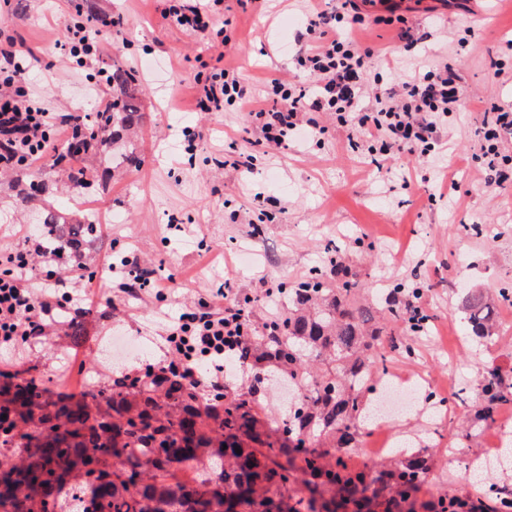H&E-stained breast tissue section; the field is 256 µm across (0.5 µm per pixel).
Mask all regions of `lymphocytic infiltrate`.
<instances>
[{
    "label": "lymphocytic infiltrate",
    "mask_w": 512,
    "mask_h": 512,
    "mask_svg": "<svg viewBox=\"0 0 512 512\" xmlns=\"http://www.w3.org/2000/svg\"><path fill=\"white\" fill-rule=\"evenodd\" d=\"M345 9L331 14L318 4H310L306 35L311 44L303 50V64L317 75L312 84H296L281 77L268 79L266 93L255 97L240 83L233 68L215 65L193 78V106L198 112L220 111L225 103L253 104V113L262 118V142L275 148L305 137L325 134L317 113L335 114L341 123L352 124L362 137L376 143L382 157L399 154L427 156L440 137L437 115L456 112L463 89L453 66L430 71L423 77L402 82L389 93L388 107L362 106V74L374 51L355 42L352 29L367 25L366 16L356 9L355 0H344ZM169 18L190 34L200 36L205 45L216 43L223 28L207 11L205 0H176ZM109 14H89L87 22L66 27L54 47L78 65L96 56L101 43L99 31L118 26ZM29 51L15 36L0 31V170L29 166L48 159L60 145L71 144L85 127L87 115L80 110H51L35 100L28 80ZM477 135L484 140L477 160L485 185L495 189L512 187V172L500 162L502 148L512 142V109L498 105L485 107L480 114ZM66 247L45 253L43 246L0 253V348L12 349L32 337L44 335L55 322L54 314L86 303L92 276H79V292L49 287L33 262L39 254L46 265L63 259ZM157 311L166 320L164 350L171 365L205 361L210 377L206 389L224 385V359L241 347L253 331L247 307L232 296L231 288L217 296H203L190 304L170 310L172 294L154 290Z\"/></svg>",
    "instance_id": "obj_1"
}]
</instances>
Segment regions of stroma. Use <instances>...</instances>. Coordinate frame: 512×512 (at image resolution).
Masks as SVG:
<instances>
[{"label":"stroma","mask_w":512,"mask_h":512,"mask_svg":"<svg viewBox=\"0 0 512 512\" xmlns=\"http://www.w3.org/2000/svg\"><path fill=\"white\" fill-rule=\"evenodd\" d=\"M234 16L224 42V63L262 96L275 75L306 83L315 77L298 64V45L283 46L284 35L301 29L306 0H266L241 7L223 0ZM371 25L356 38L374 50L365 74L366 96L388 89L432 68L453 65L469 95L512 108V0H470L467 9H446L440 0H357ZM95 7L122 19L123 35L103 44L93 68L122 66L134 73L130 91L145 117L126 152L139 168L112 166V147L85 153L81 166L92 185H72L58 170L36 163L0 171V249L25 247L37 237L36 213L44 205L78 219L99 218L95 237L80 243L77 261H64L57 277L73 279L82 262L97 279L91 309L79 314L81 345H73L62 325L17 350L0 352V369L25 364L68 391L81 389L119 370L134 376L145 366L168 359L161 337L165 321L155 314L151 292L128 299L105 270L109 261L135 250L143 272L172 277L176 296L193 299L231 283L238 298H249L255 328L275 311L261 296L262 281L292 285L312 269L328 268L330 249H340L351 275L378 304L415 300L432 321L415 332L395 325L403 353L391 369L421 373L450 403L426 428L417 413L399 420L421 439L428 472L408 512H433L443 496H467L483 512L493 507L494 488L512 487V468L464 472L466 464L488 457L489 438L512 427L498 423L471 429L461 437L459 418L483 403L480 381L490 368L512 380V312L499 307V342L487 347L471 336L463 298L471 291L495 299L512 283V191L486 187L466 158L479 155L475 104L442 127L434 152L373 164L363 148L348 141L350 127L334 114L317 115L327 132L319 142L302 141L285 149L259 146L258 122L245 108L198 112L193 107V58L202 53L198 38L165 19V0H95ZM414 32L417 50L406 51L396 25L381 23L388 7ZM73 10L67 0H12L0 11V29L15 32L32 52L30 78L48 108L93 112L111 100L109 84L97 87L73 78L71 62L53 48ZM501 50L502 68L488 66L489 51ZM253 157L250 168L237 166L239 154ZM456 172L465 191L459 202L436 195L447 172ZM51 183L47 199L25 200L30 180ZM264 232L254 237L252 221ZM14 224L29 226L28 236L12 234ZM483 234H475L473 225ZM121 336L150 345L141 357L113 355L111 340Z\"/></svg>","instance_id":"stroma-1"}]
</instances>
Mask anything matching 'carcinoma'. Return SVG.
I'll use <instances>...</instances> for the list:
<instances>
[{"instance_id": "1", "label": "carcinoma", "mask_w": 512, "mask_h": 512, "mask_svg": "<svg viewBox=\"0 0 512 512\" xmlns=\"http://www.w3.org/2000/svg\"><path fill=\"white\" fill-rule=\"evenodd\" d=\"M132 82L126 69L109 72L112 130L99 145H119L140 119ZM66 223L45 212L46 235L58 244L57 226ZM333 267L336 287L320 268L288 287L282 330L235 356L257 382L274 367L298 390L276 444L257 419L254 399L241 394L213 403L181 373L115 377L101 382L89 403L54 393L22 371L0 372V512H54L53 494L83 500L90 491L93 512H147L152 503L171 512H270L276 499L279 512H362L377 478L346 470L343 455L363 435L373 374L387 371L388 356L378 348L386 327L378 323H397L413 311L361 301L363 284L348 276L341 255ZM464 309L476 335L495 339V311L482 294L468 293ZM482 392L481 424L493 421L498 405H512V382L494 369L483 377ZM311 440L332 448L335 462L303 453ZM426 474V460L414 455L389 476L405 501ZM290 482L308 492L291 506L284 504Z\"/></svg>"}]
</instances>
